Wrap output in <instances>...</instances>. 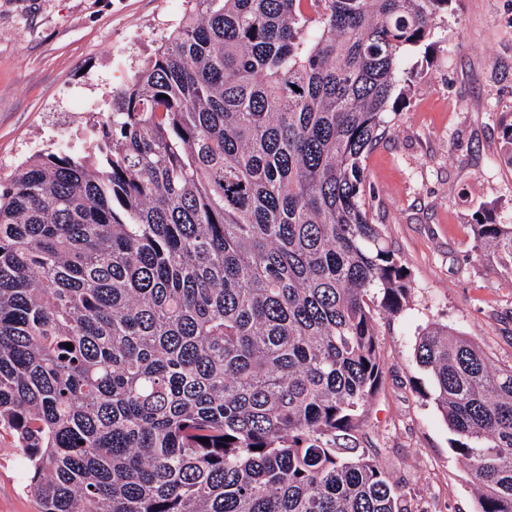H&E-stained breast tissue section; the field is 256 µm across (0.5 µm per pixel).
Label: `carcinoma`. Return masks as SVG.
<instances>
[{"label":"carcinoma","mask_w":512,"mask_h":512,"mask_svg":"<svg viewBox=\"0 0 512 512\" xmlns=\"http://www.w3.org/2000/svg\"><path fill=\"white\" fill-rule=\"evenodd\" d=\"M189 2L90 146L0 179V430L40 512H410L350 443L410 290L363 161L452 0ZM415 360L512 512V366L439 324Z\"/></svg>","instance_id":"obj_1"}]
</instances>
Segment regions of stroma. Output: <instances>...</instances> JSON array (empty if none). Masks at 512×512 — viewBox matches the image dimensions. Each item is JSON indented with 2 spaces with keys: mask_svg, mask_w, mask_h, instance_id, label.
<instances>
[{
  "mask_svg": "<svg viewBox=\"0 0 512 512\" xmlns=\"http://www.w3.org/2000/svg\"><path fill=\"white\" fill-rule=\"evenodd\" d=\"M184 0H0V177L58 141L85 144L98 113L176 28ZM409 64L418 75L364 161L372 211L411 290L397 317L377 314L380 386L356 434L411 512H479L478 494L415 364L422 330L443 324L512 366V275L476 256L471 216L512 224V0H452ZM26 461L0 434V512H39Z\"/></svg>",
  "mask_w": 512,
  "mask_h": 512,
  "instance_id": "1",
  "label": "stroma"
}]
</instances>
